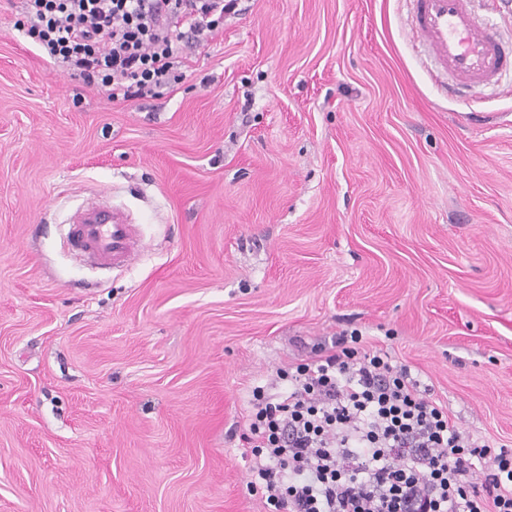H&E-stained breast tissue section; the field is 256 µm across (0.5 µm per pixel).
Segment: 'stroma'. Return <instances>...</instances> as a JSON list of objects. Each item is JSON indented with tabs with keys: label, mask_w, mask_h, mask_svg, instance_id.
Listing matches in <instances>:
<instances>
[{
	"label": "stroma",
	"mask_w": 512,
	"mask_h": 512,
	"mask_svg": "<svg viewBox=\"0 0 512 512\" xmlns=\"http://www.w3.org/2000/svg\"><path fill=\"white\" fill-rule=\"evenodd\" d=\"M0 0V512H264L254 386L342 330L512 448V75L456 99L410 0H239L152 107ZM92 199L133 265L73 255Z\"/></svg>",
	"instance_id": "1"
}]
</instances>
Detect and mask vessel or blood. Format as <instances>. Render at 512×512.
<instances>
[{
	"label": "vessel or blood",
	"mask_w": 512,
	"mask_h": 512,
	"mask_svg": "<svg viewBox=\"0 0 512 512\" xmlns=\"http://www.w3.org/2000/svg\"><path fill=\"white\" fill-rule=\"evenodd\" d=\"M473 0H412V38L428 58L444 70L455 93L475 85H492L512 71V48L497 31L480 22ZM77 253L102 264H125L136 255L134 228L112 207L82 206L66 233Z\"/></svg>",
	"instance_id": "1"
}]
</instances>
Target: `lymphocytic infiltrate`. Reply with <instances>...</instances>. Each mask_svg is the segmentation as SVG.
Here are the masks:
<instances>
[{"mask_svg": "<svg viewBox=\"0 0 512 512\" xmlns=\"http://www.w3.org/2000/svg\"><path fill=\"white\" fill-rule=\"evenodd\" d=\"M236 0H23L18 32L119 103L185 74L183 45L213 36ZM357 332L254 387L242 439L265 512H512V449L462 430L408 365Z\"/></svg>", "mask_w": 512, "mask_h": 512, "instance_id": "1", "label": "lymphocytic infiltrate"}]
</instances>
